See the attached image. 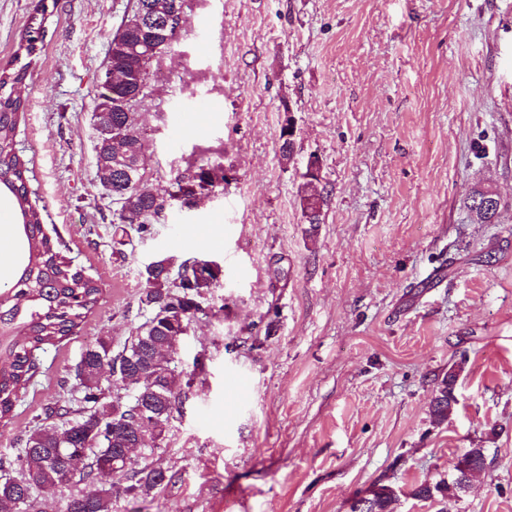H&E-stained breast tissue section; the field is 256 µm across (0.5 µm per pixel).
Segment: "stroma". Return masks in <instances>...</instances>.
Instances as JSON below:
<instances>
[{"mask_svg":"<svg viewBox=\"0 0 512 512\" xmlns=\"http://www.w3.org/2000/svg\"><path fill=\"white\" fill-rule=\"evenodd\" d=\"M39 2L0 0V66ZM128 2L55 0L28 69L29 201L102 296L76 335L35 351L0 455L70 400L96 337L118 350L145 322L148 264L206 259L222 275L180 350L182 368L206 365L145 459L171 479L112 512H350L377 483L400 489L395 512H436L411 490L472 448L486 468L449 512H512V0H187L141 107L148 179L170 189L207 159L235 178L143 233L113 223L96 167L94 101ZM203 100L216 119L184 134ZM313 155L326 202L312 225L297 189ZM477 187L504 200L496 223L466 209ZM459 362L456 410L435 424ZM455 368H450L448 374L443 377L438 385L437 393L430 402V414L433 422L441 424L448 420L457 405V398L452 399L451 385L456 381ZM456 383V382H455Z\"/></svg>","mask_w":512,"mask_h":512,"instance_id":"1","label":"stroma"}]
</instances>
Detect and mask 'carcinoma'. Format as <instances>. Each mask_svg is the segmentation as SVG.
<instances>
[{"mask_svg": "<svg viewBox=\"0 0 512 512\" xmlns=\"http://www.w3.org/2000/svg\"><path fill=\"white\" fill-rule=\"evenodd\" d=\"M186 0H129L127 9L117 26L107 49L106 71L124 70L134 73V67L146 57L143 33L131 26L137 15L150 9L155 14L175 10L185 14ZM46 8L29 16L24 34L18 43L11 64L0 69V195L12 202L16 231L21 252L9 287L0 290V422L13 418L15 403L24 394L36 372L34 351L45 345H54L75 334L86 317L100 301L102 289L96 280L84 276L60 255L52 239L44 232L41 213L33 208L25 185L27 162L16 148V130L24 115L25 101L19 95L30 65L28 59L36 52V42L43 37ZM149 67V63L142 64ZM125 112H112V127L126 132L125 144L131 155L112 172V192L108 194L116 204L115 224H137L144 230L151 221L159 220L161 213L154 208L158 190L144 184L131 187L122 177L128 169L138 176L133 155L143 148L141 126H128ZM199 181L212 187L224 180L221 164L206 162L196 167ZM486 192L476 190L465 200V207L483 224H491L499 209L483 211L476 207V199ZM303 216L308 224L321 223L324 197L313 188L299 191ZM162 271L145 270V285L140 304L150 317L122 349L112 350V341L99 337L81 354L74 376L82 393L80 405L49 406L45 418L61 419L62 431L69 434L68 443L58 439L56 426L40 424L22 440L21 452L16 457L21 475L0 481V512H16L25 507L39 484L55 481L63 487H76L64 497L63 512H112L113 503L121 498H137L149 494L166 480L164 471L148 465L141 466L123 455L122 448L136 438V407L142 405L164 413L162 420L170 422L174 410L182 403L181 378L183 372L166 365L145 375L134 387L125 388L127 395H111V388L123 385V375L138 370L129 364L128 357L138 353L152 359L154 348L166 347L169 354H178L184 327L206 315L194 303L198 299L195 267L174 266V259L165 257ZM119 366L120 374L114 380L97 379L102 367ZM455 369L448 370L430 402L433 422L448 420L457 405L451 396V385L456 381ZM469 478L455 474L452 481L441 479L435 483H421L412 490V496L430 500L439 505L438 512H448V502L459 498L468 487ZM374 508L370 512H393L398 490L390 484L371 488Z\"/></svg>", "mask_w": 512, "mask_h": 512, "instance_id": "1", "label": "carcinoma"}]
</instances>
